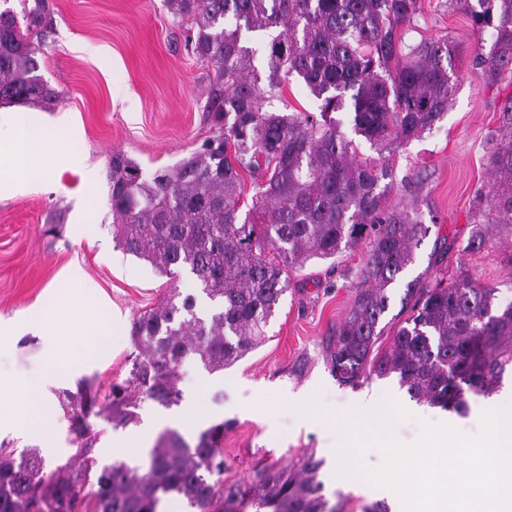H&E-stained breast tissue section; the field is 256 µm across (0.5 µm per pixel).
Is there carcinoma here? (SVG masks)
Listing matches in <instances>:
<instances>
[{"instance_id":"cac0c4a2","label":"carcinoma","mask_w":512,"mask_h":512,"mask_svg":"<svg viewBox=\"0 0 512 512\" xmlns=\"http://www.w3.org/2000/svg\"><path fill=\"white\" fill-rule=\"evenodd\" d=\"M477 31L491 30L489 55L476 65L487 81L512 65V0H459ZM188 22L186 46L215 67L206 120L215 134L188 159L143 175L138 163L115 153L108 184L113 233L127 253L160 274L187 271L196 297L169 289L132 321L136 348L128 377L103 399L80 398L74 461L47 466L39 449L0 452V512H159L174 496L194 512H241L248 500L271 512H336L311 456L289 468L262 469L247 488L226 486L215 448L218 424L194 443L161 435L145 464L116 461L94 469L92 412L115 428L138 420L133 395L164 408L182 401L184 359L222 371L265 339L268 320L288 290V273L330 259L369 237L360 268L363 288L336 328L327 357L336 378L356 385L397 378L417 402L464 412L468 396H488L512 372V301L468 276L406 285L405 312L386 347L378 342L388 288L415 260L429 226L417 201L389 200V168L358 155V145L334 117L352 114V133L379 153L433 129L448 112L455 84L448 72L454 47L421 41L399 52V29L418 0H168ZM52 25L48 0L0 9V103L45 107L58 93L40 74V44ZM280 29L265 50L266 85L256 50L242 32ZM320 101L319 114L276 109L275 91L292 75ZM497 188L474 199L512 230V130L487 158ZM261 182L241 215L242 173Z\"/></svg>"}]
</instances>
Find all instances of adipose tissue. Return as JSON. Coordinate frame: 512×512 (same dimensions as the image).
Wrapping results in <instances>:
<instances>
[{"instance_id": "ef3b65f1", "label": "adipose tissue", "mask_w": 512, "mask_h": 512, "mask_svg": "<svg viewBox=\"0 0 512 512\" xmlns=\"http://www.w3.org/2000/svg\"><path fill=\"white\" fill-rule=\"evenodd\" d=\"M0 120L8 121L15 135L7 146L13 169L11 179L0 182V193L14 195L22 192L28 182L43 177L48 168L65 167L76 163V133L74 130L47 125L39 113L21 109L0 111ZM53 146L55 156L51 164H44L42 153ZM92 319L79 336L69 345L57 343L51 327L39 320L22 325L23 331L32 332L40 341L42 370L19 380L0 377V430L40 437L45 432L49 406L48 389L57 381L80 372L102 351L108 333L119 330L120 320L108 315L100 301L90 303Z\"/></svg>"}]
</instances>
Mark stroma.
<instances>
[{"instance_id": "obj_1", "label": "stroma", "mask_w": 512, "mask_h": 512, "mask_svg": "<svg viewBox=\"0 0 512 512\" xmlns=\"http://www.w3.org/2000/svg\"><path fill=\"white\" fill-rule=\"evenodd\" d=\"M49 4L53 24L39 61L59 99L43 115L78 132L81 160L47 179L31 181L20 194L0 196V323L32 318L57 323L58 341L65 345L84 326L90 299L104 301L107 310L123 318L119 335L106 341L98 359L75 381L52 391V419L36 446L54 467L70 462L76 452L71 397L88 388L107 393L127 377L135 351L133 318L169 284L185 294L196 291L189 274L170 281L118 246L107 173L113 153L121 152L144 175H153L188 158L212 136L203 107L214 70L186 50V26L170 14L167 0ZM445 37L457 47L451 65L453 102L431 131L404 143L387 159L394 179L392 201L404 199L405 176L419 178L421 209L435 222L416 251L415 264L388 292L390 305L382 318L385 344L404 318L401 299L413 279L464 273L497 288L503 301H512V231L494 229L481 248L466 247L475 224L485 219L474 208V196L488 192L495 182L486 156L512 127V66L487 82L473 60L476 54L490 53L491 33H476L470 16L451 0H420L405 27L406 42ZM365 250L361 241L335 260L310 262L290 272L265 342L232 367L211 373L193 358L182 364V396L195 400L204 417L201 425H183L179 431L191 441L201 429L223 424L217 448L224 458L225 484L246 482L260 468L311 455L321 463L318 478L325 497L341 512H361L373 503L399 512L396 494L367 477L381 463L377 449L366 453L360 469L342 473L327 465L342 423L396 401L409 413L396 431L410 444L420 436L421 421L447 423L474 434L483 410H512L511 377L491 396L470 395L463 414L410 399L393 378L357 386L336 379L326 346L361 287ZM39 367V344L31 335L0 353L2 376L21 378ZM88 424L96 435L98 465L121 458L132 465L143 460V453L125 455L117 447L138 424L116 429L95 415Z\"/></svg>"}]
</instances>
